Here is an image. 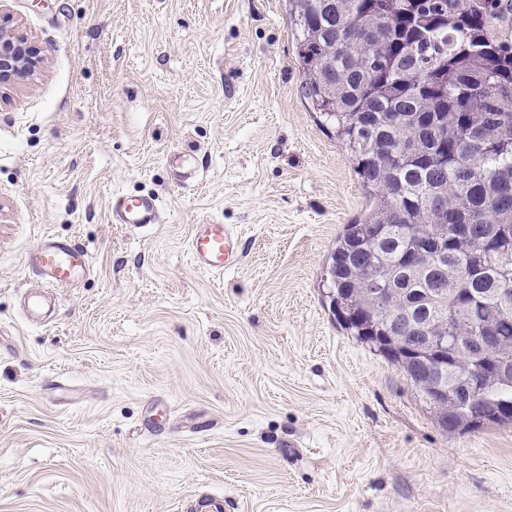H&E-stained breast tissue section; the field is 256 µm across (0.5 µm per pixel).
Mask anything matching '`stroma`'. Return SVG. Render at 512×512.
I'll return each mask as SVG.
<instances>
[{"instance_id":"stroma-1","label":"stroma","mask_w":512,"mask_h":512,"mask_svg":"<svg viewBox=\"0 0 512 512\" xmlns=\"http://www.w3.org/2000/svg\"><path fill=\"white\" fill-rule=\"evenodd\" d=\"M287 9L0 0L43 56L0 87V512H512V426L442 430L336 319L328 259L369 196ZM123 195L158 223H115ZM195 224L239 263L201 271ZM45 235L89 272L45 289ZM188 249L200 269L220 274L237 263L238 237L224 224H195L188 239Z\"/></svg>"}]
</instances>
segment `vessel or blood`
I'll return each instance as SVG.
<instances>
[{
  "label": "vessel or blood",
  "instance_id": "b4317fda",
  "mask_svg": "<svg viewBox=\"0 0 512 512\" xmlns=\"http://www.w3.org/2000/svg\"><path fill=\"white\" fill-rule=\"evenodd\" d=\"M113 218L120 224H154L159 208L152 198L127 196L119 198ZM188 249L193 262L210 273H223L238 260L236 233L222 224L193 225ZM35 263L41 274L55 286H69L90 268L87 251L70 240L43 238L35 252Z\"/></svg>",
  "mask_w": 512,
  "mask_h": 512
}]
</instances>
